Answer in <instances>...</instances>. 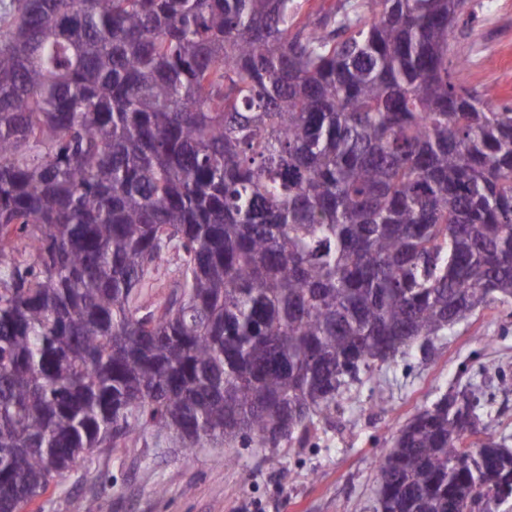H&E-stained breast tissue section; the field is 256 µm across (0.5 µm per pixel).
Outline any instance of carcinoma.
Wrapping results in <instances>:
<instances>
[{"instance_id": "cac0c4a2", "label": "carcinoma", "mask_w": 512, "mask_h": 512, "mask_svg": "<svg viewBox=\"0 0 512 512\" xmlns=\"http://www.w3.org/2000/svg\"><path fill=\"white\" fill-rule=\"evenodd\" d=\"M469 0H10L0 14V512L149 427L281 448L374 368L512 303V104ZM178 245L179 293L138 290ZM481 399L392 433L378 512H497ZM470 1L479 22L456 33L455 47L469 59L459 80L512 102V0Z\"/></svg>"}]
</instances>
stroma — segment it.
<instances>
[{"mask_svg":"<svg viewBox=\"0 0 512 512\" xmlns=\"http://www.w3.org/2000/svg\"><path fill=\"white\" fill-rule=\"evenodd\" d=\"M479 21L456 33L469 59L459 80L512 102V0H471ZM177 251L140 290L160 306L179 278ZM512 304L477 310L450 327L429 354L377 366L337 400L300 447L276 451L209 445L186 452L146 432L78 460L22 512H376L374 463L391 432L452 389L481 391V413L512 437Z\"/></svg>","mask_w":512,"mask_h":512,"instance_id":"stroma-1","label":"stroma"}]
</instances>
